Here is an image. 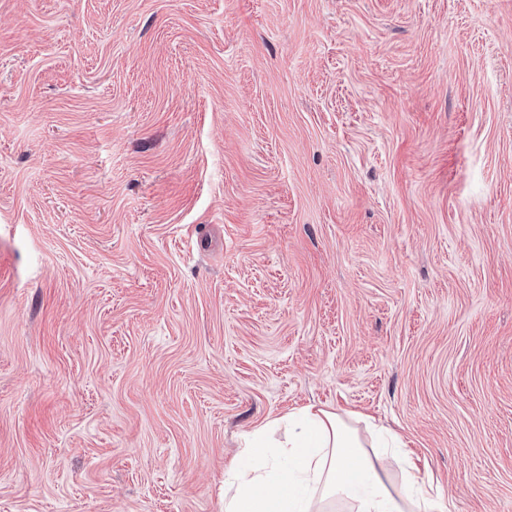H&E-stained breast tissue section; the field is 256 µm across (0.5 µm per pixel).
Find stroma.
Here are the masks:
<instances>
[{
	"label": "stroma",
	"mask_w": 512,
	"mask_h": 512,
	"mask_svg": "<svg viewBox=\"0 0 512 512\" xmlns=\"http://www.w3.org/2000/svg\"><path fill=\"white\" fill-rule=\"evenodd\" d=\"M307 404L512 512V0H0V512H222Z\"/></svg>",
	"instance_id": "obj_1"
}]
</instances>
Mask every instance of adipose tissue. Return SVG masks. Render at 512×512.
I'll list each match as a JSON object with an SVG mask.
<instances>
[{
    "instance_id": "obj_1",
    "label": "adipose tissue",
    "mask_w": 512,
    "mask_h": 512,
    "mask_svg": "<svg viewBox=\"0 0 512 512\" xmlns=\"http://www.w3.org/2000/svg\"><path fill=\"white\" fill-rule=\"evenodd\" d=\"M393 459L398 484L382 462ZM446 512L403 442L312 404L249 432L224 472L223 512Z\"/></svg>"
}]
</instances>
